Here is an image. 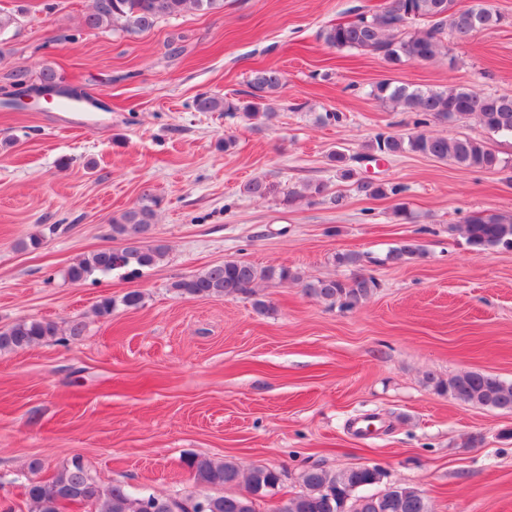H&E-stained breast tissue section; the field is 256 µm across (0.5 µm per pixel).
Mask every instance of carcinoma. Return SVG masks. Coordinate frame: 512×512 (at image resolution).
Returning <instances> with one entry per match:
<instances>
[{
    "mask_svg": "<svg viewBox=\"0 0 512 512\" xmlns=\"http://www.w3.org/2000/svg\"><path fill=\"white\" fill-rule=\"evenodd\" d=\"M224 9V0H93L85 16L87 30H120L142 33L160 21L197 12L215 13ZM422 20L424 30L410 29V22ZM503 21L497 11L482 5H467L463 0H391L374 12H361L350 22L332 25L320 33L324 42L336 49H351L381 56L397 65L403 61L431 60L445 48V34L464 39L479 30L493 29ZM247 100L238 103L219 96L202 95L195 100L200 112H239L247 121L268 120L273 105L285 86L283 76L274 69H258L247 81ZM375 99L415 116L420 131L406 137L378 133L368 148L381 155L411 152L467 169H504L501 159L482 141L467 135H433L425 127L433 121L450 124L476 118L489 132L512 135V97L483 95L464 86L430 88L403 83L381 82L371 91ZM358 191L370 197L397 194L399 188L384 183L363 181ZM327 200L338 206L343 197L330 194L323 182L309 183L288 192L286 201ZM159 199L143 194V202L112 219V238L124 243L115 250L100 249L86 255L66 271L72 283H82L94 275L123 273L133 275L164 260L167 248L149 236ZM468 243L478 254L495 247L512 248V214L484 213L461 227ZM423 254L422 245L413 239L387 251L380 264L402 263ZM364 256L357 252L336 254V263L353 268L346 279L306 280L287 266L258 268L248 262L228 260L201 272L182 277L171 284L181 295L190 297L254 296L263 283L278 280L302 284L306 294L346 310L358 307L377 288L375 278L364 272ZM142 296L129 291L121 299L104 297L96 306L100 317L112 315L123 305H140ZM85 325L75 319L64 331L54 321L20 319L0 328V353L22 350L57 336L82 335ZM426 383L436 393L463 403L512 413V382L477 371H466L448 379L426 375ZM185 465L199 485L230 488L245 483V492L222 495H175L159 497L145 490L112 482L98 481L78 459L62 465L47 478H39L43 464L34 460L25 476V494L31 512H63L66 504H80L86 512H257V502L274 497L281 484V472L267 466H254L247 474L231 461H217L191 455ZM384 473L377 467H356L340 472L310 467L300 475L302 490L283 498L273 512H431L424 494L415 487L391 485L378 493L370 489L382 483Z\"/></svg>",
    "mask_w": 512,
    "mask_h": 512,
    "instance_id": "cac0c4a2",
    "label": "carcinoma"
}]
</instances>
